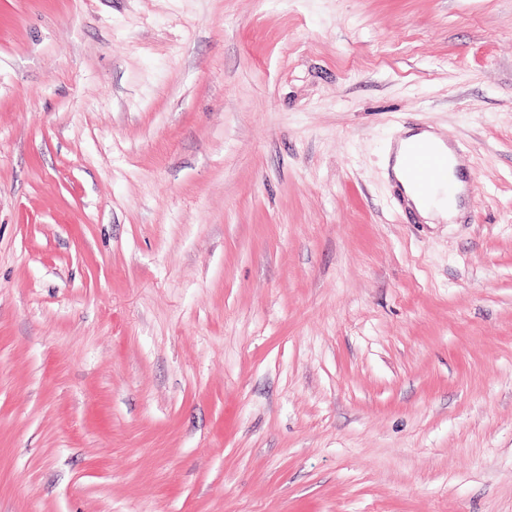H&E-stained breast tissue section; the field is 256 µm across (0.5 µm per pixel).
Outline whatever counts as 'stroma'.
Wrapping results in <instances>:
<instances>
[{
  "label": "stroma",
  "instance_id": "stroma-1",
  "mask_svg": "<svg viewBox=\"0 0 512 512\" xmlns=\"http://www.w3.org/2000/svg\"><path fill=\"white\" fill-rule=\"evenodd\" d=\"M0 512H512V0H0ZM425 142L441 150L442 153L426 145H418L412 148L406 156V169L416 186L424 195H429L435 186L451 183L456 188L457 195L461 193L463 181L459 178L458 171L454 166L448 169V155L454 153L446 143L437 138L433 133L422 130H404V135L398 139L393 150V164L391 166L393 175L406 199L413 205L420 216L427 221V224H434L435 221L453 222L460 210V197L455 203L448 198V189L440 187L435 191L431 199L425 203L415 193L408 182L402 165L403 153L413 143ZM440 197V198H439Z\"/></svg>",
  "mask_w": 512,
  "mask_h": 512
}]
</instances>
